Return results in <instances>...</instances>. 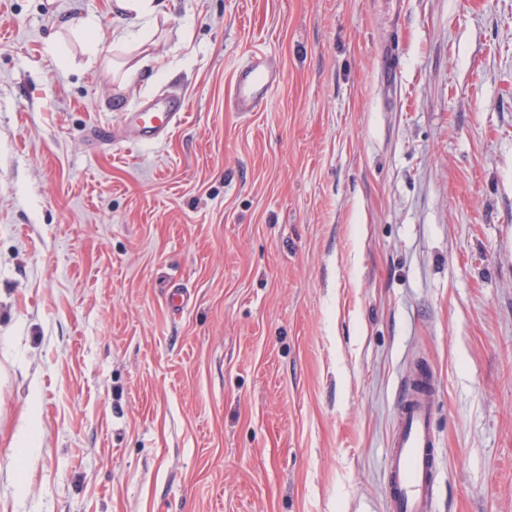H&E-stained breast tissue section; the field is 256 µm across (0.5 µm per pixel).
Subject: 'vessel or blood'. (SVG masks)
<instances>
[{
	"label": "vessel or blood",
	"instance_id": "obj_1",
	"mask_svg": "<svg viewBox=\"0 0 512 512\" xmlns=\"http://www.w3.org/2000/svg\"><path fill=\"white\" fill-rule=\"evenodd\" d=\"M280 80L276 61L262 53H251L235 77L231 111L264 110L270 92ZM186 113V100L178 94L144 105L127 118L130 138L138 144L162 140ZM436 395L435 379L423 367H415L403 380L387 462L392 512H431L438 457L434 431Z\"/></svg>",
	"mask_w": 512,
	"mask_h": 512
}]
</instances>
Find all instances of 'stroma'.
<instances>
[{"mask_svg": "<svg viewBox=\"0 0 512 512\" xmlns=\"http://www.w3.org/2000/svg\"><path fill=\"white\" fill-rule=\"evenodd\" d=\"M111 2L0 0V512H390L418 360L432 512H512V0ZM157 0H113L112 13L117 18L131 20V26L140 25V31L149 28L156 21ZM281 70L267 55L252 52L246 65L235 77L230 101L233 112H260L265 109L269 94L280 83ZM186 100L172 94L157 104H145L140 112L127 117L130 138L137 144H148L164 139L186 116Z\"/></svg>", "mask_w": 512, "mask_h": 512, "instance_id": "1", "label": "stroma"}]
</instances>
